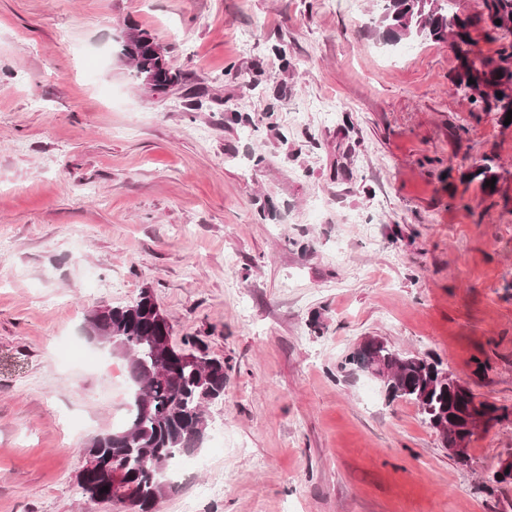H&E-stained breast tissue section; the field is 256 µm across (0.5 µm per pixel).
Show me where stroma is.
<instances>
[{"label": "stroma", "mask_w": 512, "mask_h": 512, "mask_svg": "<svg viewBox=\"0 0 512 512\" xmlns=\"http://www.w3.org/2000/svg\"><path fill=\"white\" fill-rule=\"evenodd\" d=\"M375 16L0 0V512H127L76 480L127 383L83 327L146 287L174 343L224 363L207 464L159 512H512V418L460 462L345 362L377 337L512 408V215L448 190L512 166V126L449 81L447 44L383 43ZM133 29L180 70L166 93L121 54Z\"/></svg>", "instance_id": "stroma-1"}]
</instances>
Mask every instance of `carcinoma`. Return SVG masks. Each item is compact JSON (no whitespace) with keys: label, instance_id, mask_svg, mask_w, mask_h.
Segmentation results:
<instances>
[{"label":"carcinoma","instance_id":"obj_1","mask_svg":"<svg viewBox=\"0 0 512 512\" xmlns=\"http://www.w3.org/2000/svg\"><path fill=\"white\" fill-rule=\"evenodd\" d=\"M375 29L387 44L405 40L446 43L456 65L451 82L470 94V101L483 112H494L504 123L512 110V0H482L481 10L451 11L450 0H379ZM501 24H496L495 20ZM150 34L134 30L125 34L121 53L138 70L146 66L159 73L158 88L175 84L180 72L169 62L149 55ZM496 45L488 53L478 49L479 41ZM475 83H469V80ZM496 155L461 178L464 187L475 181L489 194H497L503 209L509 210L512 195L508 178L501 172ZM496 179L495 187L486 182ZM154 296L138 298L131 304L112 306L98 321V329L125 342L127 380L131 389L123 426L93 437L87 454L98 464L84 469L78 477L82 493L92 500L126 504L132 512H155L157 503L171 485L166 473L173 460L203 444L200 427L205 416L206 397L224 396V375L211 379L200 369L183 365L173 378H154L161 360L158 341L167 324L159 321ZM348 362L363 369L377 367L391 372L385 385L387 396L415 403L426 424L441 419L448 422L444 443L467 429L471 421L473 395L451 391L437 379V364L416 356H404L385 343L358 347ZM108 491H102L103 487Z\"/></svg>","mask_w":512,"mask_h":512}]
</instances>
